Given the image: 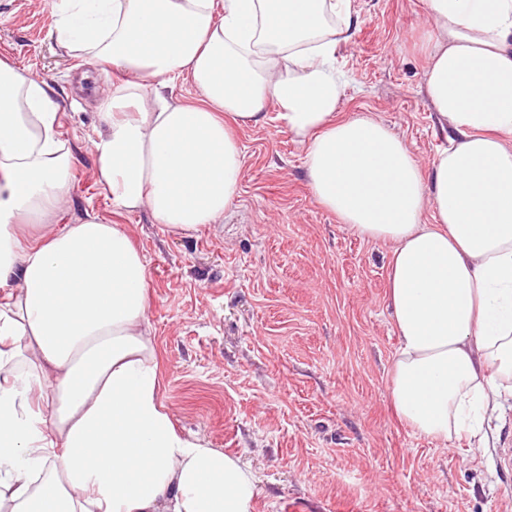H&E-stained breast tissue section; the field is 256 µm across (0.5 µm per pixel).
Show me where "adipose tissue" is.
I'll return each mask as SVG.
<instances>
[{"label": "adipose tissue", "instance_id": "obj_1", "mask_svg": "<svg viewBox=\"0 0 512 512\" xmlns=\"http://www.w3.org/2000/svg\"><path fill=\"white\" fill-rule=\"evenodd\" d=\"M52 10L63 49L123 75L92 141L115 208L172 231L217 223L244 174L235 131L274 107L317 203L392 245L398 416L445 440L512 395V0H426L424 86L452 131L426 169L381 121L338 115L349 0ZM181 80L196 102L174 96ZM55 95L0 58V512H252V474L180 434L160 398L149 272L127 232L91 213L48 221L73 165Z\"/></svg>", "mask_w": 512, "mask_h": 512}]
</instances>
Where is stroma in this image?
<instances>
[{
    "instance_id": "stroma-1",
    "label": "stroma",
    "mask_w": 512,
    "mask_h": 512,
    "mask_svg": "<svg viewBox=\"0 0 512 512\" xmlns=\"http://www.w3.org/2000/svg\"><path fill=\"white\" fill-rule=\"evenodd\" d=\"M51 0H0V56L56 91L76 162L70 208L130 235L149 271L160 396L177 429L254 476L253 512H512V400L484 423L487 447L435 440L396 416L399 339L387 297L390 243L359 236L315 201L304 149L275 109L238 130L244 177L221 222L171 232L113 209L97 184L95 91L116 76L66 53ZM337 52L350 77L339 112L371 116L421 164L448 145L423 87L425 0H350Z\"/></svg>"
}]
</instances>
